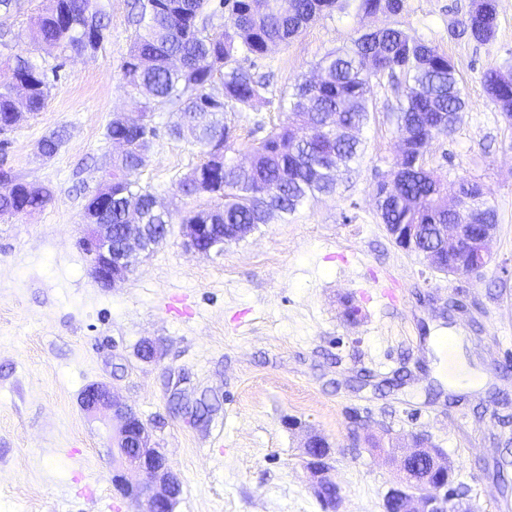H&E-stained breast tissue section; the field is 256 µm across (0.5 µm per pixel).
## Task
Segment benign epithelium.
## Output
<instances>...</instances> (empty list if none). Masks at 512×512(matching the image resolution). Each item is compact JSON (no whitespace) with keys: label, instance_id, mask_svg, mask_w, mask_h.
Listing matches in <instances>:
<instances>
[{"label":"benign epithelium","instance_id":"benign-epithelium-1","mask_svg":"<svg viewBox=\"0 0 512 512\" xmlns=\"http://www.w3.org/2000/svg\"><path fill=\"white\" fill-rule=\"evenodd\" d=\"M207 224H183L181 234L184 244L199 253L208 254L212 248L201 245ZM389 235L398 242H408L416 237L413 224H388ZM141 224H87L83 237L92 256L91 274L104 286H114L125 281L132 272L141 253ZM439 234L448 239V252L468 257L470 276H480L494 262L491 242L494 227L478 237L470 233L468 224H441ZM82 409L91 416L109 417L115 422L113 444L119 463L112 469L111 482L124 498L135 502L139 512H173V505L182 492V483L173 471L167 457L152 444L148 427L136 411L117 396L108 385L93 383L81 394ZM320 436L309 432L303 442L305 463L311 476V487L317 492L330 486L336 494L326 502L329 512H338L341 490L332 476L331 468L320 464L321 458L313 456V445ZM400 459L396 462L399 477L390 492L400 496L401 512H448L452 491L448 482L433 484L430 475L448 473L451 465L448 456L435 444L424 442L419 435L401 439ZM419 483L426 490L410 495L408 485Z\"/></svg>","mask_w":512,"mask_h":512}]
</instances>
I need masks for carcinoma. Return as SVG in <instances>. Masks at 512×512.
<instances>
[{"instance_id": "carcinoma-1", "label": "carcinoma", "mask_w": 512, "mask_h": 512, "mask_svg": "<svg viewBox=\"0 0 512 512\" xmlns=\"http://www.w3.org/2000/svg\"><path fill=\"white\" fill-rule=\"evenodd\" d=\"M277 0H222L231 15V26L221 33H207V0H135L136 24L143 32L135 38L120 64L122 80L131 91L144 96L143 111L179 115L167 127L168 135L190 137L204 154L224 141V152L233 150L226 114L253 110L267 101L269 84L238 64L244 55L263 59L273 46L286 44L309 24L333 13L338 0H291L281 10ZM495 0L472 3L461 29L478 42L491 40L497 30ZM398 13L402 0H360L358 9L368 13L378 7ZM107 17L93 0H47L31 23L35 40L61 52L81 53L88 45L98 48L107 29ZM319 68L326 79L317 89L310 80L295 84L288 97L279 99L284 122L273 126L250 147L251 163L243 168L228 157L206 158L179 183L186 196H207L208 208L189 211L183 224H222L224 242L235 241L233 225L258 227L278 213L283 219L323 194L336 191L342 172L364 152L358 132L374 112L372 78L386 74L401 90L392 110L398 134L407 130L416 137L446 136L459 123L467 102L453 62L447 55L400 28L365 33L346 49L332 51ZM12 70L27 84V95L16 98L0 91V128L9 125L12 113L35 115L49 95L45 70L15 58ZM496 67L484 73L485 90L496 108L512 114V86L501 82ZM223 80V96L208 92L215 78ZM308 131L297 137L295 127ZM159 129L140 130L108 124L106 136H121L129 143L122 155L100 168V184L88 198L86 216L96 224H124L129 205L138 207L139 223L171 224L169 210L160 211L155 197L139 183ZM414 149L394 160L397 194L379 212L384 224H418L421 233L403 249L419 253L425 245H439L438 225L497 223L496 210L483 192L469 188L470 180L454 183L453 190L431 170L419 164ZM51 199L48 188L17 181L11 194H0V213L42 208Z\"/></svg>"}]
</instances>
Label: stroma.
<instances>
[{
  "instance_id": "obj_1",
  "label": "stroma",
  "mask_w": 512,
  "mask_h": 512,
  "mask_svg": "<svg viewBox=\"0 0 512 512\" xmlns=\"http://www.w3.org/2000/svg\"><path fill=\"white\" fill-rule=\"evenodd\" d=\"M109 19L97 52L61 58L36 44L26 0L5 25L7 52L57 70L38 115L7 134L6 166L49 187L40 210L0 218V512H137L112 487V426L85 413L84 388L108 384L147 424L183 487L173 512H324L310 489L301 430L325 437L343 512H384L396 471L353 432H423L454 463L456 485L480 512L479 490L503 473L512 488V127L490 102L483 74L512 68V0H498L490 41L452 28L472 0H404L400 13L334 12L258 70L291 93L318 77V62L361 34L399 27L455 64L468 102L455 131L429 142L424 159L444 184L479 182L497 211L496 264L480 277L444 276L397 247L376 211L375 189L399 149L387 119L396 97L374 86L365 150L335 194L272 219L220 256L186 250L179 224L139 256L129 278L97 282L78 241L84 205L97 186L92 160L116 148L113 116H135L143 99L120 72L137 34L133 0H95ZM66 137L49 158L44 136ZM203 160L191 140L162 133L140 177L174 215L206 205L178 182ZM465 311L439 309L448 298ZM361 310L357 322L346 303ZM455 335L446 346L442 336ZM157 348L141 358L144 341ZM206 398L215 410L191 423L170 398Z\"/></svg>"
}]
</instances>
